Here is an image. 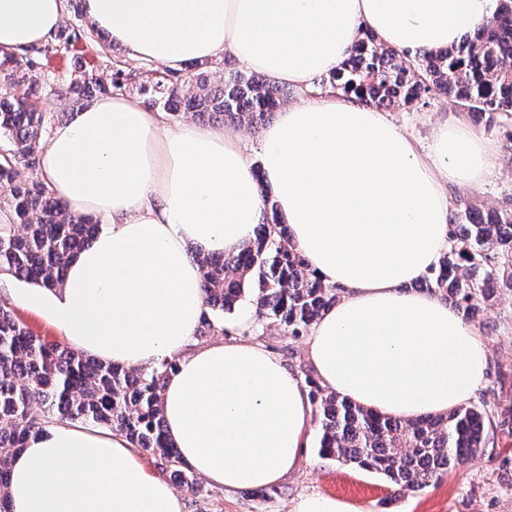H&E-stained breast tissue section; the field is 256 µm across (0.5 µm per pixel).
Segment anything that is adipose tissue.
<instances>
[{
	"label": "adipose tissue",
	"instance_id": "1",
	"mask_svg": "<svg viewBox=\"0 0 512 512\" xmlns=\"http://www.w3.org/2000/svg\"><path fill=\"white\" fill-rule=\"evenodd\" d=\"M67 0H0V53L22 54L59 30ZM496 0H83L96 32L129 58L176 69L226 56L275 83L305 86L336 70L362 29L410 53L457 45ZM261 167L240 135L170 127L114 95L72 111L40 152L70 212L102 231L62 288L33 291L86 355L128 368L166 358L169 438L193 471L227 490L277 485L307 446L312 405L284 360L245 338L199 346L203 273L190 248L227 255L255 235L268 184L293 242L336 305L312 325L308 365L323 386L393 418L438 416L484 384L489 355L457 312L413 284L448 246L449 187L498 173L493 146L439 125L419 155L388 115L356 97L285 106L260 136ZM10 512H182L122 438L51 424L11 463Z\"/></svg>",
	"mask_w": 512,
	"mask_h": 512
}]
</instances>
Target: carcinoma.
Instances as JSON below:
<instances>
[{"label":"carcinoma","mask_w":512,"mask_h":512,"mask_svg":"<svg viewBox=\"0 0 512 512\" xmlns=\"http://www.w3.org/2000/svg\"><path fill=\"white\" fill-rule=\"evenodd\" d=\"M101 39L78 30H61L48 51L69 53L84 45L97 52ZM0 74V137L11 148L0 154V183L10 195L0 201V273L49 290L62 285L68 263L100 230L85 215L71 213L49 191L40 175V150L47 120L25 96L11 88L35 81L38 62L4 56ZM317 85L355 96L379 108L427 105L437 95L455 99L471 112L487 113L492 122L512 119V0H497L491 19L456 46L414 56L384 45L363 31L350 56ZM97 78L72 81L62 93L67 106H81L96 93H112ZM150 105L171 115L191 111L258 129L280 106L282 90L255 74H228L215 88L204 81L193 87L179 73L153 70L143 87ZM34 171L17 179L18 167ZM255 238L230 256L195 252L203 271L206 307L231 312L248 297L259 316L298 338L339 298L340 289L324 284L308 270L279 220L268 193ZM449 224L448 250L420 287L447 303L465 319L504 292H512V209L486 214L469 206ZM226 333L224 322L203 313L195 339ZM176 359L147 370L103 363L75 349L34 334L0 299V512H8L5 491L12 457L28 440L58 422L104 427L131 447L155 459L187 492L197 481L168 441L164 430L162 388ZM319 426L321 455L386 476L410 491L422 490L448 469L476 456L488 444L495 414L470 404L444 416L397 420L357 406L304 373Z\"/></svg>","instance_id":"carcinoma-1"}]
</instances>
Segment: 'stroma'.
<instances>
[{
  "mask_svg": "<svg viewBox=\"0 0 512 512\" xmlns=\"http://www.w3.org/2000/svg\"><path fill=\"white\" fill-rule=\"evenodd\" d=\"M86 68L106 82L122 73L126 79L123 95L137 98L152 65L128 60L117 46L102 59L77 51L64 57H42L34 103L53 124L63 123L69 113L58 95L63 81L80 78ZM389 115L422 154L429 149L432 128L444 122L464 124L478 137L491 141L499 155L498 175L467 191L450 189L452 207L512 208V122L485 128L475 116L443 97L426 107L394 108ZM473 326L489 353L487 378L473 401L496 412L512 410V294H504L485 309ZM311 493L347 499L370 512H512V436L498 430L493 446L484 453L415 492L400 490L383 475L321 457L319 442L314 439L298 468L280 481L272 497H258L249 489L227 491L205 480L199 494L184 491L180 497L183 512H289L293 500Z\"/></svg>",
  "mask_w": 512,
  "mask_h": 512,
  "instance_id": "stroma-1",
  "label": "stroma"
}]
</instances>
